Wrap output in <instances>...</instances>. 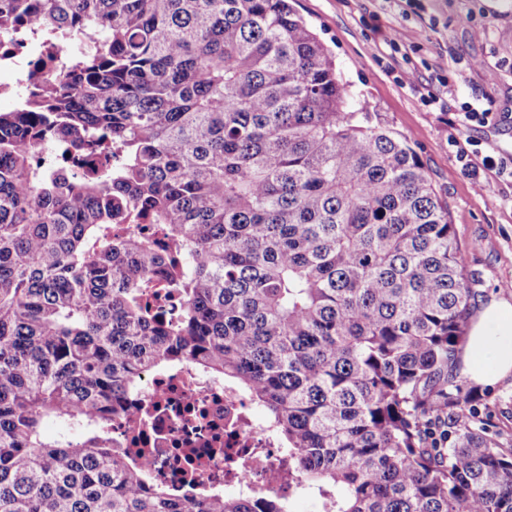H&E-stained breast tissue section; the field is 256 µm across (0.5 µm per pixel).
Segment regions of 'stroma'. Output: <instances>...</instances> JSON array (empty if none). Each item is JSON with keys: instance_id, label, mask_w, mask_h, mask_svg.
Segmentation results:
<instances>
[{"instance_id": "35a3bbf8", "label": "stroma", "mask_w": 512, "mask_h": 512, "mask_svg": "<svg viewBox=\"0 0 512 512\" xmlns=\"http://www.w3.org/2000/svg\"><path fill=\"white\" fill-rule=\"evenodd\" d=\"M371 110L408 135L448 203L473 307L512 301V0H297ZM412 73L403 81V73ZM491 109L468 121L464 104ZM472 164L464 166L460 151ZM482 181L484 192L473 184Z\"/></svg>"}]
</instances>
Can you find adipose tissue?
<instances>
[{
	"mask_svg": "<svg viewBox=\"0 0 512 512\" xmlns=\"http://www.w3.org/2000/svg\"><path fill=\"white\" fill-rule=\"evenodd\" d=\"M469 380L485 386L512 374V302L491 299L481 306L462 355Z\"/></svg>",
	"mask_w": 512,
	"mask_h": 512,
	"instance_id": "1",
	"label": "adipose tissue"
}]
</instances>
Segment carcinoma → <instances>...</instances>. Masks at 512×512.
<instances>
[{"label": "carcinoma", "instance_id": "obj_1", "mask_svg": "<svg viewBox=\"0 0 512 512\" xmlns=\"http://www.w3.org/2000/svg\"><path fill=\"white\" fill-rule=\"evenodd\" d=\"M76 34L0 112V512H290L112 448L143 374L186 362L266 410L320 512H512V445L455 372L448 204L289 0H0V47Z\"/></svg>", "mask_w": 512, "mask_h": 512}]
</instances>
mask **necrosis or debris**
Here are the masks:
<instances>
[{
	"label": "necrosis or debris",
	"instance_id": "obj_1",
	"mask_svg": "<svg viewBox=\"0 0 512 512\" xmlns=\"http://www.w3.org/2000/svg\"><path fill=\"white\" fill-rule=\"evenodd\" d=\"M136 419L112 425V445L149 449L152 479L174 489L236 488L242 495L287 497L283 450L248 396L181 364L148 372L134 404Z\"/></svg>",
	"mask_w": 512,
	"mask_h": 512
}]
</instances>
